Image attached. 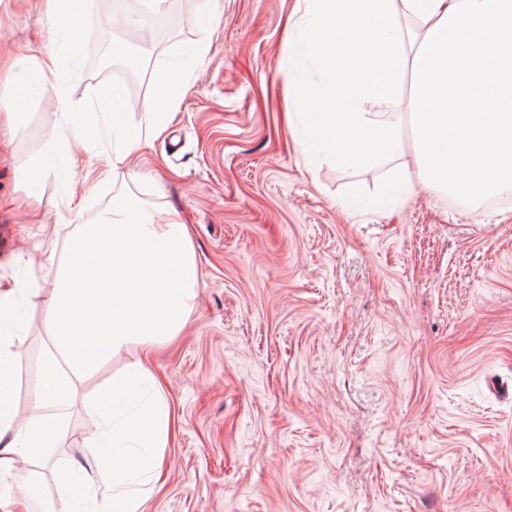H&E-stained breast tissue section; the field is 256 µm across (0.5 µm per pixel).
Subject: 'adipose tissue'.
<instances>
[{
  "label": "adipose tissue",
  "mask_w": 512,
  "mask_h": 512,
  "mask_svg": "<svg viewBox=\"0 0 512 512\" xmlns=\"http://www.w3.org/2000/svg\"><path fill=\"white\" fill-rule=\"evenodd\" d=\"M56 67L55 58H33L34 92L55 94L78 139L85 133L83 109L59 84L50 82ZM160 82L162 94L143 106L136 126L127 125L119 92H112L101 107L119 142L112 154V179L130 178L129 156L164 130L188 75L175 67ZM199 288V264L188 225L173 217L159 219L133 197L119 193L105 216L78 225L49 287L19 282L0 290V469L9 468L17 456L46 467L66 435L62 408L122 350L135 345L142 352L92 399L102 421L101 430L88 437L98 450L95 474L81 466L70 468L54 499L41 495L34 484L23 483V499L36 502L38 512H76L91 496L96 499L93 512H138L132 486L153 471L174 424L146 356L181 334ZM39 304L45 308L42 367L30 412L20 420L14 412L15 347L29 310Z\"/></svg>",
  "instance_id": "ef3b65f1"
}]
</instances>
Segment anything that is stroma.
Instances as JSON below:
<instances>
[{
  "instance_id": "stroma-1",
  "label": "stroma",
  "mask_w": 512,
  "mask_h": 512,
  "mask_svg": "<svg viewBox=\"0 0 512 512\" xmlns=\"http://www.w3.org/2000/svg\"><path fill=\"white\" fill-rule=\"evenodd\" d=\"M297 0H188L177 29L138 46L146 0H82L86 25L125 17L106 43L53 40L42 0H0V70L59 49L58 82L84 109L73 140L46 94L0 110V289L49 286L82 214L104 215L125 191L189 224L199 298L180 336L153 355L176 418L149 475L142 512H512V203L470 205L416 191L393 212L347 202L375 191L377 169L312 167L288 125L283 48ZM209 43L203 60L190 49ZM137 55L145 99L171 64L190 80L165 131L131 155L132 179L97 181L112 158L100 105L125 80L113 46ZM69 143L75 180L16 181L48 148ZM92 193H85L84 184ZM44 311L20 341L27 406L40 368ZM53 470L15 459L50 496L58 474L93 465L95 420L83 401Z\"/></svg>"
}]
</instances>
